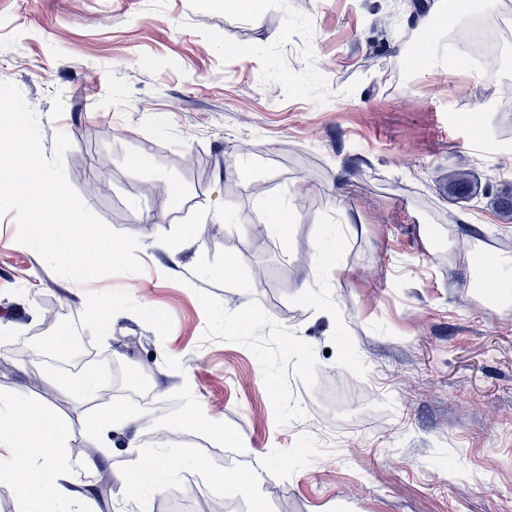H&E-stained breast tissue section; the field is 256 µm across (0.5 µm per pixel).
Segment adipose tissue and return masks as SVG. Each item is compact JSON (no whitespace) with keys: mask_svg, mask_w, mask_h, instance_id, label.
<instances>
[{"mask_svg":"<svg viewBox=\"0 0 512 512\" xmlns=\"http://www.w3.org/2000/svg\"><path fill=\"white\" fill-rule=\"evenodd\" d=\"M64 438V427L46 412L0 398V486L21 501L24 512L73 499L85 464L62 449Z\"/></svg>","mask_w":512,"mask_h":512,"instance_id":"1","label":"adipose tissue"}]
</instances>
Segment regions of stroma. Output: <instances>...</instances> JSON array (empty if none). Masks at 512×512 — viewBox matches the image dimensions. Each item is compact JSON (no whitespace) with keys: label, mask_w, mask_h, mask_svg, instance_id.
<instances>
[{"label":"stroma","mask_w":512,"mask_h":512,"mask_svg":"<svg viewBox=\"0 0 512 512\" xmlns=\"http://www.w3.org/2000/svg\"><path fill=\"white\" fill-rule=\"evenodd\" d=\"M419 2L0 0V81L143 266L76 283L0 216V396L97 463L57 512H512V306L475 286L512 259V68L408 67ZM276 199L287 237L255 236ZM74 326L80 366L28 352ZM89 369L111 393L72 395ZM103 404L132 422L101 434ZM133 445L164 490L127 494Z\"/></svg>","instance_id":"obj_1"}]
</instances>
